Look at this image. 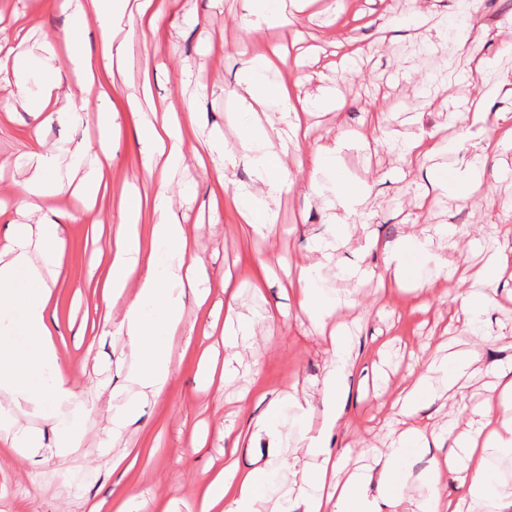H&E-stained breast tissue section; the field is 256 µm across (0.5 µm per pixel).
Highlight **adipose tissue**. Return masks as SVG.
I'll list each match as a JSON object with an SVG mask.
<instances>
[{"label":"adipose tissue","mask_w":512,"mask_h":512,"mask_svg":"<svg viewBox=\"0 0 512 512\" xmlns=\"http://www.w3.org/2000/svg\"><path fill=\"white\" fill-rule=\"evenodd\" d=\"M126 0H68L73 14L82 17L93 12L103 35L101 53L79 50L69 61L72 70L85 79H93L102 61L122 55L125 46L116 37L124 15ZM246 15L241 23L245 39H256L265 23L289 22L309 0H268L264 8H255L253 0H244ZM282 56L278 51L254 56L248 63L250 76L245 92L249 111L265 107L270 97L282 100L279 114L278 146H271L263 131L233 143L223 139L213 143L212 152L227 158H239L255 171L251 185H232L226 168L214 169L212 181L218 193L230 194L238 220L247 233L259 234L275 219L274 205L283 190L288 173L285 160L291 145L306 137V117L313 102L290 99L286 87L267 89L264 79L278 68ZM195 113L184 118H170L159 123L146 122L140 128L142 151L149 160L148 176L165 179L180 167L184 159L179 134L182 122H196ZM68 154L75 162H87L77 189L87 203H95L107 186L108 157H89L86 147L78 145ZM28 164L33 178L20 187L24 208L37 209L47 190L62 188L60 155L36 152ZM151 208L153 222L149 233H142L139 220L143 208ZM122 218L107 244V260L96 285L104 305L126 299L121 318L113 320L112 332L124 337L126 358L131 362L127 381L133 395L112 413V433L120 435L137 417L143 403L159 397L170 379L171 342L183 327L186 297L204 302L203 283L208 273L204 262L194 252V245L163 195L143 199L140 193L128 194L122 204ZM65 217L43 214L40 223L13 225L8 237V260L0 261V434L10 438L22 454L38 453L39 436L19 428L25 408L48 411L55 405L71 402L74 393L59 368V352L48 319V307L60 273L65 251ZM446 230L420 232L394 249L386 258L385 268L396 283H412L418 294L426 296L432 289L428 280L412 273L410 262L430 255L436 239H447ZM314 259L295 264L297 306L309 319L322 321L336 310L337 303L320 296L316 286L322 271L331 261L330 246L314 244ZM260 325L255 317L236 312L226 305L222 342L224 364L232 366L238 349L253 338ZM334 360L323 380L326 411L319 426H310L312 406L304 397H295L294 405L308 424L303 435L306 456L316 458V469H292L299 489L280 487L273 512H399L405 502L404 457L410 446L435 447L442 454L426 473V493L418 512H447L451 508L445 481L454 478L468 490L466 512H512V494L494 495L488 490V452L512 455V432L501 434L490 423L497 408L488 404L478 411V428L469 431L461 443L445 446L440 432L416 423L401 433L398 447L389 449L374 466L350 471L344 482L336 475L342 458L327 446V439L341 419L339 400L345 392L354 358L347 337L333 334L330 339ZM275 463L266 460L251 471L240 472L236 461H229L222 472L206 477L202 512H263L268 495L265 478Z\"/></svg>","instance_id":"1"}]
</instances>
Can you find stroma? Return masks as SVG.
Segmentation results:
<instances>
[{
  "label": "stroma",
  "mask_w": 512,
  "mask_h": 512,
  "mask_svg": "<svg viewBox=\"0 0 512 512\" xmlns=\"http://www.w3.org/2000/svg\"><path fill=\"white\" fill-rule=\"evenodd\" d=\"M157 27L142 31L135 6H128L121 39L126 42L122 70H100L92 91H84L68 68L78 49L97 51L102 33L93 17L74 16L64 0H0V66L16 57L29 60L26 86L31 99L45 84H58L49 108L52 119L37 125L14 83L0 82V245L13 224H35L40 212L21 215L17 188L31 171L32 152L86 144L99 147L97 114L109 100L114 115L109 189L93 210H85L70 190L46 200L47 208L67 215L66 253L54 289L49 319L60 366L80 399L44 416L32 411L19 423L37 433L46 448L29 458L0 441V512H91L102 503L123 505L135 496L132 512H160L177 504L179 512H198L205 475L224 467V430L247 428L267 406H280V435H255L237 453L240 470L273 455L299 452L304 420L290 396H318L333 359L328 343L311 320H299L288 276L289 262L310 256L315 241L334 246L333 266L318 285L344 301L332 324L347 325L355 364L339 406L342 420L328 445L347 452L350 467L373 465L404 428L397 398L411 374L420 373L448 353H477L478 362L450 392L442 377L440 398L420 403L414 415L451 436L468 431L474 409L497 402L498 369L512 366V278L489 288L492 303L477 332H470L452 296L473 283L495 253L501 225H512V99L497 85L512 75V53L501 52L498 30L512 29V0H477L464 10L461 0H429V14L448 21V37L435 39L415 17L411 0H314L285 25L272 24L261 40H243L242 0H158ZM285 48L271 84H287L292 96L331 88L332 103L308 119V137L291 149L287 166L292 184L284 189L276 222L265 236L241 232L232 207L211 213V175L197 163L212 137H246L253 115L231 92L248 60L266 44ZM489 68L476 74L472 60ZM482 106L496 115L486 127L453 122V114ZM80 118H72L73 107ZM384 109L380 126L372 115ZM195 112L197 124L182 125V166L165 182L148 178L139 138L143 120ZM343 130L365 133L337 153L320 172L304 164L317 146L333 144ZM498 139L487 162L489 179L480 196L466 197L470 146ZM428 139L437 151L417 164L404 162L408 144ZM354 183L361 199L345 197ZM165 189L173 211L196 244L209 276L204 305L186 299L184 325L191 337L172 341L171 375L158 398L142 407L137 420L112 436L108 406L127 397L124 339L103 336L101 300L93 292L95 266L120 220L124 196L132 190L154 196ZM370 214L369 223L359 221ZM445 226L457 242L456 270L439 275L430 297L409 287L355 279L354 266L382 270L386 256L410 234ZM271 272H263L260 262ZM235 281L234 305L242 313L275 312L262 335L242 350L233 376L219 390L197 381L202 330L223 314L224 275ZM78 434L74 451L50 455L59 433ZM198 447H191V440Z\"/></svg>",
  "instance_id": "obj_1"
}]
</instances>
